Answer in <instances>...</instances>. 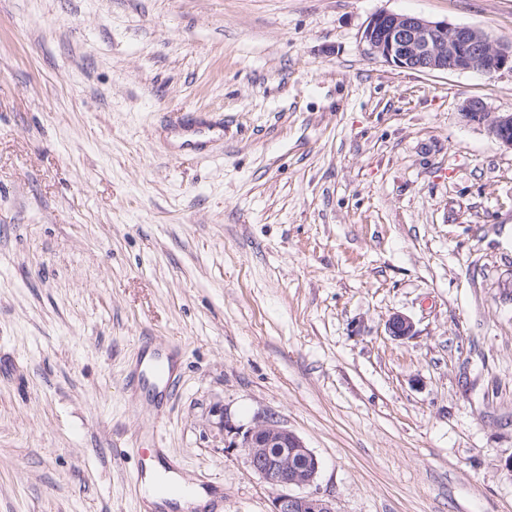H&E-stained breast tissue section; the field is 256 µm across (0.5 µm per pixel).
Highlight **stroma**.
<instances>
[{
  "mask_svg": "<svg viewBox=\"0 0 512 512\" xmlns=\"http://www.w3.org/2000/svg\"><path fill=\"white\" fill-rule=\"evenodd\" d=\"M380 12L512 44V0H0V512H149L147 448L271 512L224 410L334 512H512V149L461 115L512 72L387 63ZM218 425L225 447L242 448L249 467L276 492L272 512H334L331 502L317 492L290 493L291 488L314 485L321 462L277 417L259 415L247 427L236 426L224 410Z\"/></svg>",
  "mask_w": 512,
  "mask_h": 512,
  "instance_id": "35a3bbf8",
  "label": "stroma"
}]
</instances>
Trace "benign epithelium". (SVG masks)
Masks as SVG:
<instances>
[{"label":"benign epithelium","mask_w":512,"mask_h":512,"mask_svg":"<svg viewBox=\"0 0 512 512\" xmlns=\"http://www.w3.org/2000/svg\"><path fill=\"white\" fill-rule=\"evenodd\" d=\"M361 39L371 53L408 70L512 71L511 45L498 44L471 27L415 15L377 13L369 18ZM461 115L469 123L485 126L493 139L512 149V112H490L483 101L472 98L463 103ZM387 330L399 339L415 334L412 319L400 313L389 318ZM218 425L224 431V447L243 449L249 467L276 492L272 512H334L331 502L316 492H290L314 485L321 462L277 417L259 415L245 427L235 425L224 412Z\"/></svg>","instance_id":"benign-epithelium-1"}]
</instances>
